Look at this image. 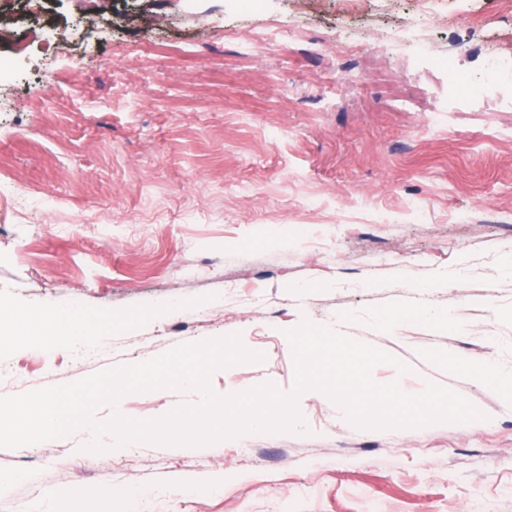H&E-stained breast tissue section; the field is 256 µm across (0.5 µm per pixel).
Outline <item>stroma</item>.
Segmentation results:
<instances>
[{"mask_svg":"<svg viewBox=\"0 0 512 512\" xmlns=\"http://www.w3.org/2000/svg\"><path fill=\"white\" fill-rule=\"evenodd\" d=\"M45 25L69 54L43 91L54 47L15 44ZM4 26L0 191L26 217L0 212V296L78 316L17 345L0 310V396L233 333L263 359L212 391L287 392L306 319L393 356L374 382L484 417L361 429L310 389L293 432L105 455L74 433L0 448V512H512V76L486 68L512 0H47L38 21L10 0ZM412 27L428 56L391 45ZM198 402L120 399L134 420Z\"/></svg>","mask_w":512,"mask_h":512,"instance_id":"35a3bbf8","label":"stroma"}]
</instances>
